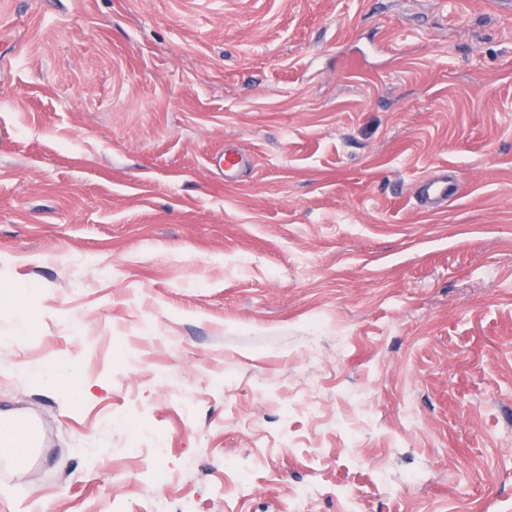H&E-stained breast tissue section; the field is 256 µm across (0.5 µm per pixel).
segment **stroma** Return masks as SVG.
I'll return each mask as SVG.
<instances>
[{
    "instance_id": "stroma-1",
    "label": "stroma",
    "mask_w": 512,
    "mask_h": 512,
    "mask_svg": "<svg viewBox=\"0 0 512 512\" xmlns=\"http://www.w3.org/2000/svg\"><path fill=\"white\" fill-rule=\"evenodd\" d=\"M21 411L0 512H512V12L0 0ZM447 176L424 177L417 182V197L423 206L438 208L448 201Z\"/></svg>"
}]
</instances>
